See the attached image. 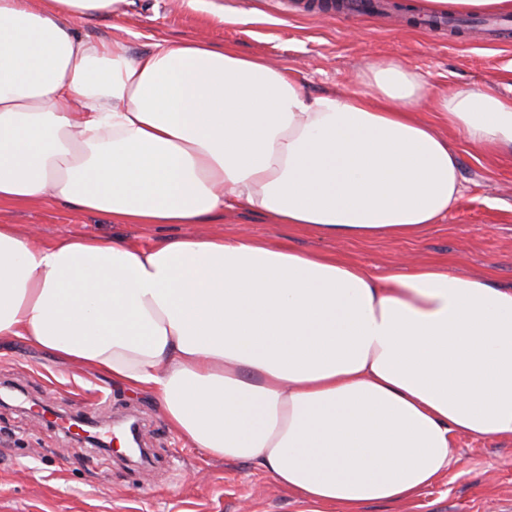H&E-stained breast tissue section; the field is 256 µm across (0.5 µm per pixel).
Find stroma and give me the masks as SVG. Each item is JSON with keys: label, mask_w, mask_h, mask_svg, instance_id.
Returning a JSON list of instances; mask_svg holds the SVG:
<instances>
[{"label": "stroma", "mask_w": 512, "mask_h": 512, "mask_svg": "<svg viewBox=\"0 0 512 512\" xmlns=\"http://www.w3.org/2000/svg\"><path fill=\"white\" fill-rule=\"evenodd\" d=\"M305 0H131L121 23L99 18L79 24L93 42L122 38L132 54L155 41L202 39L260 56L283 68L306 91L356 88L372 56L395 58L439 90L490 88L512 98V41L495 33L449 34L409 22L407 13L308 10ZM448 139L461 155L463 192L441 223L411 239L336 242L243 210L203 224H115L108 216L54 202L1 207L0 224L51 241L80 232L123 238L148 247L185 233L227 234L247 229L264 238L288 235L300 250L344 253L382 275L398 264H453L463 275L512 288V162L474 152L463 135ZM15 400L0 406V512H302L296 498L261 468L205 454L179 439L152 397L133 393L86 366L66 365L52 353L0 340V389ZM54 417L27 412L29 401ZM109 437L116 421L137 420L151 463L99 454L66 432L61 418ZM445 475L418 498L373 505L366 512H500L512 503V439L458 435Z\"/></svg>", "instance_id": "1"}]
</instances>
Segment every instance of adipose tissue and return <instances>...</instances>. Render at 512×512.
<instances>
[{
  "instance_id": "1",
  "label": "adipose tissue",
  "mask_w": 512,
  "mask_h": 512,
  "mask_svg": "<svg viewBox=\"0 0 512 512\" xmlns=\"http://www.w3.org/2000/svg\"><path fill=\"white\" fill-rule=\"evenodd\" d=\"M127 3L0 0V206L116 224L243 208L332 240L406 238L460 197L444 129L512 155V99L435 91L395 59L312 95L229 47L134 56L78 34ZM1 338L149 391L180 439L256 464L303 512L414 499L455 435L512 439V289L440 262L378 275L244 232L144 248L0 224Z\"/></svg>"
}]
</instances>
